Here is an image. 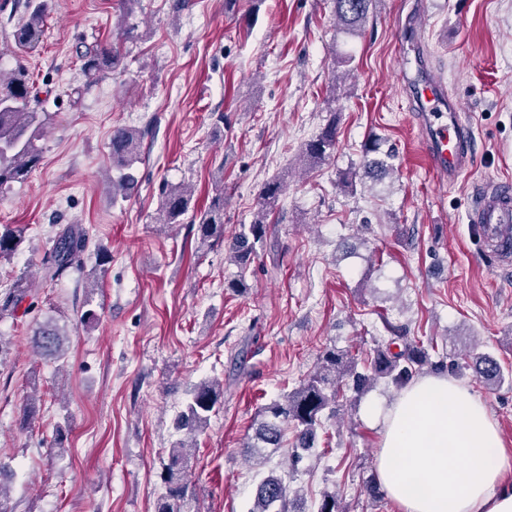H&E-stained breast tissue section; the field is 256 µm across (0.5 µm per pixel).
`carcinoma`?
Segmentation results:
<instances>
[{
	"mask_svg": "<svg viewBox=\"0 0 512 512\" xmlns=\"http://www.w3.org/2000/svg\"><path fill=\"white\" fill-rule=\"evenodd\" d=\"M374 0H334L336 23L349 33L362 31ZM27 15L18 23L13 39L15 46L35 51L43 42L45 19L50 9L49 0H26ZM139 39L137 27L123 23L119 37L112 46L91 45L81 52L82 71L89 83L100 80L104 74L125 68V44ZM36 98L27 70L22 66L12 69L6 77L0 76V192L27 179L38 166L41 151L35 145L36 133L45 125L47 113L32 107ZM141 140L137 130L119 127L112 132V168L119 175L112 178L113 197H127L137 180L129 169L140 160ZM336 149V127L327 125L313 140L304 144L302 161L316 166ZM392 171V165L383 159H369L363 166L362 178L377 184ZM284 191L279 179L264 183L259 196L261 207L249 226L241 227L229 242V259L244 270L250 266L257 250L264 247L267 233L268 211ZM194 191L185 184L168 186L155 216L157 224H181L186 214L198 223L200 242L214 246L224 242V198H215L209 206L195 213ZM27 227L21 224L0 225V261L9 260L23 244ZM89 238L79 224H69L52 239V245L43 261V276L49 281L60 280L69 270L84 263ZM28 293L22 281L0 300V317L12 318ZM68 335L54 321L46 320L33 331L32 348L42 357L58 361L64 357ZM436 372L456 373L471 367L476 378L491 390L500 388L506 376L498 361L485 353L469 351L464 361L431 360L428 350L415 339H403L402 347L394 351L386 346L374 351L368 365L358 369V358L350 352L334 348L325 350L318 367L300 381L299 385L280 399L265 406L259 413L256 427L244 443L245 455L256 466L266 463L270 452L286 449L288 470L299 472L305 453L315 447L318 431L324 429L325 420L336 414V399L347 387L360 396L381 379L398 389L404 388L424 368ZM224 395V383L217 378H206L188 391L184 409L176 418V426L184 439L169 449L164 464L166 492L157 500L155 512H181L186 486L183 473L188 468L196 448V434L204 429L211 414ZM293 439H288V429ZM288 475L274 472L265 476L257 486L249 512H298L294 506Z\"/></svg>",
	"mask_w": 512,
	"mask_h": 512,
	"instance_id": "1",
	"label": "carcinoma"
}]
</instances>
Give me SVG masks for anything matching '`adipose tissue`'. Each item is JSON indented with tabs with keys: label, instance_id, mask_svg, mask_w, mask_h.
<instances>
[{
	"label": "adipose tissue",
	"instance_id": "1",
	"mask_svg": "<svg viewBox=\"0 0 512 512\" xmlns=\"http://www.w3.org/2000/svg\"><path fill=\"white\" fill-rule=\"evenodd\" d=\"M363 415L380 433L377 479L400 512H512L502 481L512 456L483 401L453 378L419 376Z\"/></svg>",
	"mask_w": 512,
	"mask_h": 512
}]
</instances>
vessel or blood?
Returning a JSON list of instances; mask_svg holds the SVG:
<instances>
[{
	"mask_svg": "<svg viewBox=\"0 0 512 512\" xmlns=\"http://www.w3.org/2000/svg\"><path fill=\"white\" fill-rule=\"evenodd\" d=\"M412 99L424 121V148L431 166L449 180H456L472 159L473 132L431 75L404 76ZM469 221L496 254L512 258V184L501 183L480 194Z\"/></svg>",
	"mask_w": 512,
	"mask_h": 512,
	"instance_id": "b4317fda",
	"label": "vessel or blood"
}]
</instances>
